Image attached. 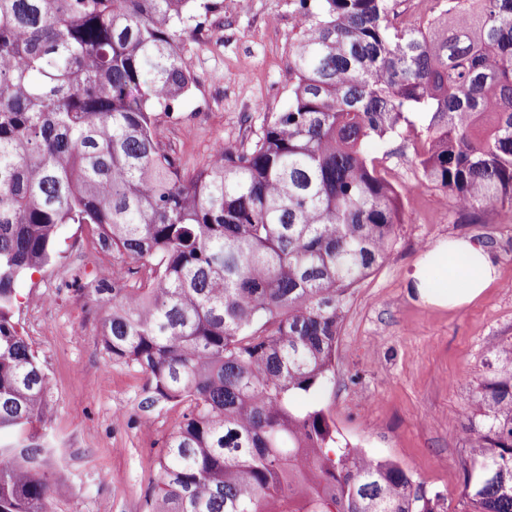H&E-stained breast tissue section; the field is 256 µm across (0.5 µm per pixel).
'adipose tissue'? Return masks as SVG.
<instances>
[{"label":"adipose tissue","mask_w":512,"mask_h":512,"mask_svg":"<svg viewBox=\"0 0 512 512\" xmlns=\"http://www.w3.org/2000/svg\"><path fill=\"white\" fill-rule=\"evenodd\" d=\"M497 279L498 266L484 247L458 237L428 249L411 273L408 286L423 304L454 310L478 299Z\"/></svg>","instance_id":"ef3b65f1"}]
</instances>
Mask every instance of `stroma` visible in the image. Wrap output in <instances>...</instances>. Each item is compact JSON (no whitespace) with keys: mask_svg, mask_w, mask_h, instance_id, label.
I'll return each mask as SVG.
<instances>
[{"mask_svg":"<svg viewBox=\"0 0 512 512\" xmlns=\"http://www.w3.org/2000/svg\"><path fill=\"white\" fill-rule=\"evenodd\" d=\"M202 28L184 42L194 83L164 119V142L186 171L218 145L250 140L264 113L288 102V51L298 36L295 0H207ZM403 193V222L389 258L356 289L337 343L334 378L312 402L351 446L397 461L445 512H468L461 496L470 464L462 425L481 409L477 386L493 345L512 342V216L462 212L435 187L418 186L412 153L388 159ZM482 244L500 278L470 306L436 310L407 288L420 256L439 240ZM58 258L17 283L14 320L51 380L52 450L45 474L53 512H145L158 456L182 406L151 401L145 375L105 350L103 306L86 289L103 267L92 226L65 224Z\"/></svg>","mask_w":512,"mask_h":512,"instance_id":"obj_1","label":"stroma"}]
</instances>
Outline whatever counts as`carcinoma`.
Listing matches in <instances>:
<instances>
[{
    "mask_svg": "<svg viewBox=\"0 0 512 512\" xmlns=\"http://www.w3.org/2000/svg\"><path fill=\"white\" fill-rule=\"evenodd\" d=\"M297 0L291 100L188 173L165 149L194 82L197 0H0V512H52L38 430L51 383L13 320L59 227L150 266L100 275L101 342L183 405L147 512H444L397 462L341 443L323 410L353 294L391 253L385 149L465 210L512 212V0ZM469 420V512H512V344Z\"/></svg>",
    "mask_w": 512,
    "mask_h": 512,
    "instance_id": "cac0c4a2",
    "label": "carcinoma"
}]
</instances>
